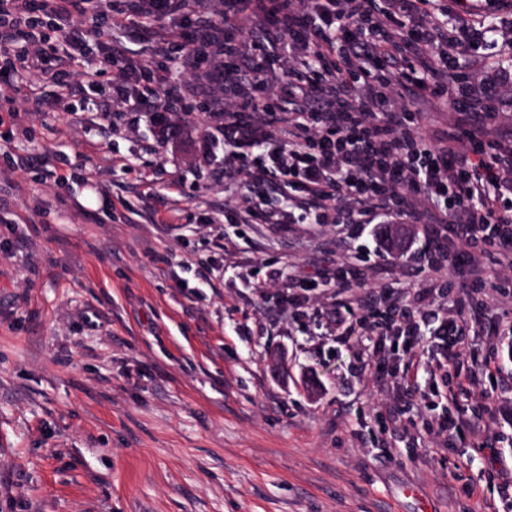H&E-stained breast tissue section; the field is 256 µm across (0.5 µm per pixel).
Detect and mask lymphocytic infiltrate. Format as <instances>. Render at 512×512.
Segmentation results:
<instances>
[{
	"label": "lymphocytic infiltrate",
	"instance_id": "lymphocytic-infiltrate-1",
	"mask_svg": "<svg viewBox=\"0 0 512 512\" xmlns=\"http://www.w3.org/2000/svg\"><path fill=\"white\" fill-rule=\"evenodd\" d=\"M431 0H0V84L20 93L28 112L82 111L84 102H107L104 118L131 124L149 119L168 138L182 126L176 112L202 113L203 152L224 141V184L246 177L258 200L247 214L254 224H371L409 218L428 227L437 245L459 243L453 259L428 257L424 287L412 295L383 292L382 307H356L354 284L336 273L341 300L332 321L364 347L362 364L378 378L388 369L379 346L399 340L407 357L395 389L418 378L416 357L439 341L445 351L440 378L447 399L482 398L503 372L495 353L471 356L472 300L489 277L483 257L495 252L512 266V155L486 159L475 115L484 109L469 84L459 82L448 52H434L431 30L448 33L451 45L478 47L484 31L449 25ZM412 23L409 39L398 28ZM118 30L154 37L158 66L134 63ZM280 49L288 74L279 93L265 78L271 49ZM186 74L204 70L217 86L203 99L187 79L173 80L168 62ZM113 72L105 84L99 74ZM51 84L52 96L31 92L30 77ZM408 97L389 109L388 91ZM295 99L293 110L281 103ZM467 111L452 140L466 151L437 148L419 131L421 114L411 101L438 100ZM281 207L262 208L267 189ZM450 297L453 318L427 309L429 296ZM448 434L468 435L477 450H490V466L512 502V468L495 448L504 436L491 405L449 417Z\"/></svg>",
	"mask_w": 512,
	"mask_h": 512
}]
</instances>
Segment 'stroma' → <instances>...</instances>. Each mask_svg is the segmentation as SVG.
Listing matches in <instances>:
<instances>
[{
    "label": "stroma",
    "instance_id": "1",
    "mask_svg": "<svg viewBox=\"0 0 512 512\" xmlns=\"http://www.w3.org/2000/svg\"><path fill=\"white\" fill-rule=\"evenodd\" d=\"M435 7L492 25L469 75L492 86L488 140L511 145L512 0ZM176 119L165 142L94 109L0 111V512H502L483 454L441 433L436 353L398 408L337 340L333 289L288 311L267 278L423 276L371 224L240 223L249 192L225 191L223 154L197 161L201 114ZM491 349L512 433V345L472 351Z\"/></svg>",
    "mask_w": 512,
    "mask_h": 512
}]
</instances>
